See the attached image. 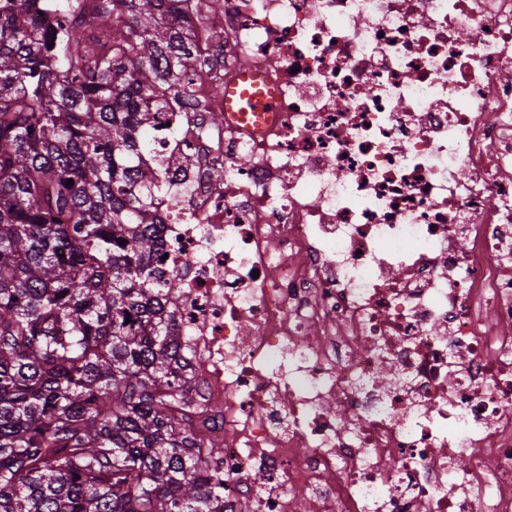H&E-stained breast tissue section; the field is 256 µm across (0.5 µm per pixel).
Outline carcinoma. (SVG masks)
<instances>
[{
	"instance_id": "carcinoma-1",
	"label": "carcinoma",
	"mask_w": 512,
	"mask_h": 512,
	"mask_svg": "<svg viewBox=\"0 0 512 512\" xmlns=\"http://www.w3.org/2000/svg\"><path fill=\"white\" fill-rule=\"evenodd\" d=\"M183 2L0 0V512H224L155 256L199 158L154 113L224 89Z\"/></svg>"
}]
</instances>
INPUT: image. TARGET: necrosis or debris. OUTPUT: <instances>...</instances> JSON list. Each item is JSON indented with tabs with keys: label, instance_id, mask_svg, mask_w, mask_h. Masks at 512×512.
<instances>
[{
	"label": "necrosis or debris",
	"instance_id": "4bbe7bcc",
	"mask_svg": "<svg viewBox=\"0 0 512 512\" xmlns=\"http://www.w3.org/2000/svg\"><path fill=\"white\" fill-rule=\"evenodd\" d=\"M275 89L159 227L224 512H512V0H224Z\"/></svg>",
	"mask_w": 512,
	"mask_h": 512
}]
</instances>
